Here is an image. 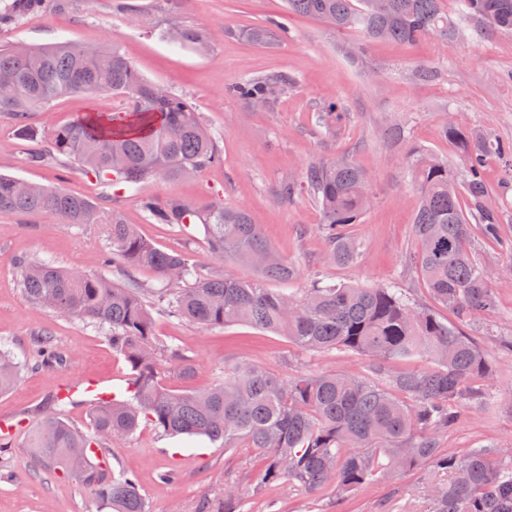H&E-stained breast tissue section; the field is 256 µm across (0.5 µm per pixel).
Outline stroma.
<instances>
[{
	"mask_svg": "<svg viewBox=\"0 0 512 512\" xmlns=\"http://www.w3.org/2000/svg\"><path fill=\"white\" fill-rule=\"evenodd\" d=\"M125 3L126 10L121 11L116 0H41L34 16L0 26V43L69 41L90 49L120 45L145 79L184 96L196 108L215 137L222 160L183 180H152L136 189L107 186L63 157L30 163L35 142L17 138L14 119L0 115V173L85 195L102 218L101 223L77 227L50 213H0V343L19 358L33 361L37 337L47 335L67 357L63 364L24 372L9 393L0 395V419L15 423L12 447L0 456V512H104L90 489L42 469L22 443L62 385L85 377L122 390L129 374L100 329L28 301L18 284L19 261L46 259L65 270L157 287L158 278L151 271L128 274L104 263L109 248L104 218L117 212L158 248L190 252L201 276L251 277L250 269L212 259L202 237L189 238L150 223L140 210L144 195L200 204L221 201L249 211L267 242L298 267V287H308L315 274L331 283L393 284L452 324L455 316L432 299L409 263L418 248L413 229L418 192L410 174V154L425 149L461 167L456 146L442 135L451 120L512 141V32L473 29L462 13L461 0L441 2L459 30L457 36L427 38L415 46L374 42L366 44L359 59L345 49L364 44L360 33L339 32L319 20L287 14L284 0ZM281 15L287 18L288 32L278 43L262 47L249 40L252 29ZM175 27L208 32V50L170 46L164 33ZM423 68L433 70L434 78L418 79ZM270 73L295 78L294 86L273 106L258 107L232 94L237 82ZM330 101L346 114L337 134L317 122L319 108ZM122 106L116 97H66L29 113L26 122L38 129L59 127L81 113L115 112ZM396 127L403 131L398 140L390 137ZM341 157L365 170L372 195L370 207L351 228L363 245V257L346 266L329 263L320 233L322 214L310 195L300 190L285 199L279 194L283 180L300 179L311 164ZM483 176L490 204L502 208L506 217L501 234L512 239V174L492 155ZM472 249L487 267L496 308L464 332L492 364L493 374L483 390L497 409L490 414L479 403H471L437 440L443 453L461 458L484 448L498 463L501 449H512V254L479 234ZM154 319L158 339L177 340L185 361L195 368L186 377L182 363L164 362L163 382L172 388H209L224 365L238 360L288 378L327 371L362 374L368 366L367 359L354 352H307L286 337L247 324L202 327L160 312ZM106 458L110 469L135 473L150 512H197L201 499L223 496L228 485L235 488L239 512H428L425 488L435 478L429 468L408 470L370 481L342 500L331 485L315 499L285 484L267 487L256 496L252 490L262 462L247 443L227 452L203 437H163L148 427L112 442ZM169 469L178 472V479L160 481L159 473Z\"/></svg>",
	"mask_w": 512,
	"mask_h": 512,
	"instance_id": "35a3bbf8",
	"label": "stroma"
}]
</instances>
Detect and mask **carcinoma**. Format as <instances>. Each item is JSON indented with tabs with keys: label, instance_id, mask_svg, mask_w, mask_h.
I'll use <instances>...</instances> for the list:
<instances>
[{
	"label": "carcinoma",
	"instance_id": "obj_1",
	"mask_svg": "<svg viewBox=\"0 0 512 512\" xmlns=\"http://www.w3.org/2000/svg\"><path fill=\"white\" fill-rule=\"evenodd\" d=\"M288 12L322 20L337 31L358 30L371 41L415 44L430 36L448 38L456 27L440 10V0H387L376 11L370 0H286ZM466 17L484 30H512V0H462ZM285 32L271 19L248 33L258 45H270ZM185 48L208 42L200 29L177 28L167 35ZM0 114L16 120V135L47 142L52 154L33 151L40 164L62 156L105 184L135 188L149 180H180L221 161L212 134L189 101L152 84L116 45L88 49L74 42L0 46ZM293 85L278 74L246 79L232 87L251 103H273ZM66 96H112L125 110L86 112L72 122L42 131L25 123L27 114L46 109ZM344 113L330 102L318 113L327 128H341ZM442 133L453 142L466 167L460 180L448 159L418 150L411 162L420 201L414 218L418 266L434 297L469 325L495 303L486 267L470 248L472 226L500 248L512 240L500 234L504 213L488 204L481 177L484 157L495 153L512 160V143L486 131L453 122ZM301 183L320 206L321 233L329 259L337 265L357 262L360 244L348 227L360 221L371 203L366 172L348 161L310 165ZM299 183V184H301ZM299 184H282L291 198ZM145 218L184 232L195 227L209 254L250 267L255 279L226 274L201 277L188 252H166L144 240L134 225L112 213L106 261L122 271L154 270L156 288L121 285L44 260L19 264L27 299L56 315L87 321L104 331L112 351L131 372L129 397L114 396L92 405V432L63 419L64 407L50 402L46 416L29 435L26 447L45 470L88 486L111 512H150L135 475L94 462L112 439H124L148 426L162 435L205 436L230 450L244 440L262 460L261 483H282L316 498L333 484L348 495L375 478L409 468L433 467L448 479L431 485V512H512V465L495 464L483 449L463 458L439 451L436 434L452 427L456 408L480 399L475 382L492 374L486 354L457 328L413 306L392 285L367 287L310 281L300 294L288 292L298 268L264 240L247 210L224 202L201 205L180 199L145 196ZM0 212H49L66 223H97L88 198L63 188L28 184L0 174ZM268 280L279 284L265 287ZM185 321L224 327L246 323L286 336L307 351H352L369 361L357 377L325 372L285 378L241 361L224 367L215 384L202 392L170 389L160 381L162 362L183 359L176 343L156 340L152 310ZM37 366L63 361L45 338L39 340ZM420 359L425 366L392 371L396 362ZM24 364L0 346V394L10 390ZM235 492L204 500L198 512H236Z\"/></svg>",
	"mask_w": 512,
	"mask_h": 512
}]
</instances>
